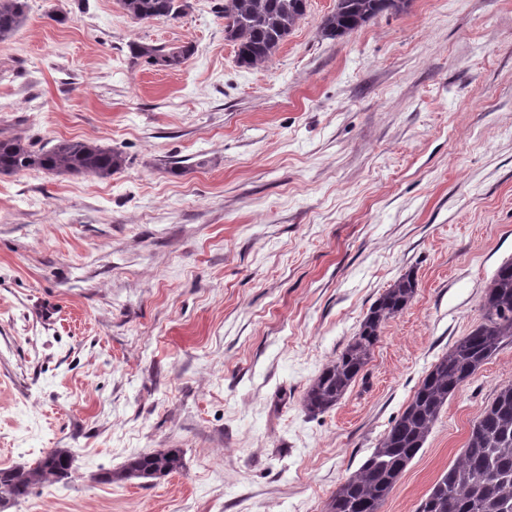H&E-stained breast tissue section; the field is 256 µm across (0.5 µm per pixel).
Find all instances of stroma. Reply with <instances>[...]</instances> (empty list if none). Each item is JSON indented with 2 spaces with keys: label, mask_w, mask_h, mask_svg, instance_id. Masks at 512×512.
<instances>
[{
  "label": "stroma",
  "mask_w": 512,
  "mask_h": 512,
  "mask_svg": "<svg viewBox=\"0 0 512 512\" xmlns=\"http://www.w3.org/2000/svg\"><path fill=\"white\" fill-rule=\"evenodd\" d=\"M137 21L27 0L0 42V133L125 156L107 178L0 175V468L71 449L70 479L0 512H323L512 259V0H412L336 40L305 17L238 64L222 0ZM137 43L188 45L178 68ZM413 272L333 410L312 379ZM504 345L449 397L380 512H416L461 456ZM181 472L116 484L137 452Z\"/></svg>",
  "instance_id": "35a3bbf8"
}]
</instances>
